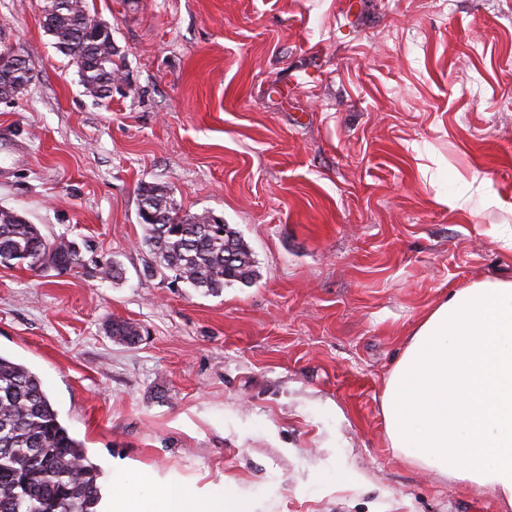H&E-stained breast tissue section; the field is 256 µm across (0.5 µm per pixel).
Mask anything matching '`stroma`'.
Returning <instances> with one entry per match:
<instances>
[{"label": "stroma", "instance_id": "35a3bbf8", "mask_svg": "<svg viewBox=\"0 0 512 512\" xmlns=\"http://www.w3.org/2000/svg\"><path fill=\"white\" fill-rule=\"evenodd\" d=\"M0 0L34 79L0 102V206L88 242L79 272L0 266V354L102 469L252 512H512L390 448L382 398L418 320L512 280V0H89L123 79L84 94ZM223 216L250 285L146 277L141 182ZM117 262L121 280L101 279ZM137 323L136 344L112 320Z\"/></svg>", "mask_w": 512, "mask_h": 512}]
</instances>
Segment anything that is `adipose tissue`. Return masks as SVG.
Wrapping results in <instances>:
<instances>
[{
	"label": "adipose tissue",
	"mask_w": 512,
	"mask_h": 512,
	"mask_svg": "<svg viewBox=\"0 0 512 512\" xmlns=\"http://www.w3.org/2000/svg\"><path fill=\"white\" fill-rule=\"evenodd\" d=\"M390 444L448 478L494 490L512 508V280L453 290L417 323L382 400ZM102 512H251L247 500L122 482Z\"/></svg>",
	"instance_id": "adipose-tissue-1"
}]
</instances>
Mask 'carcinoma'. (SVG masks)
Instances as JSON below:
<instances>
[{
    "instance_id": "1",
    "label": "carcinoma",
    "mask_w": 512,
    "mask_h": 512,
    "mask_svg": "<svg viewBox=\"0 0 512 512\" xmlns=\"http://www.w3.org/2000/svg\"><path fill=\"white\" fill-rule=\"evenodd\" d=\"M43 28L56 48L75 63L89 96L106 100L119 77L112 29L94 21L87 0H46ZM33 79L27 62L0 51V87L21 94ZM142 245L152 261L149 275L170 277L204 293L256 279L253 252L228 224H214L211 213H181L165 186L143 182L139 188ZM24 265L60 275L84 266L82 247L51 239L17 212L0 208V266ZM111 334L131 345L138 326L111 323ZM100 467L82 441L60 422L40 378L0 354V512H97Z\"/></svg>"
}]
</instances>
